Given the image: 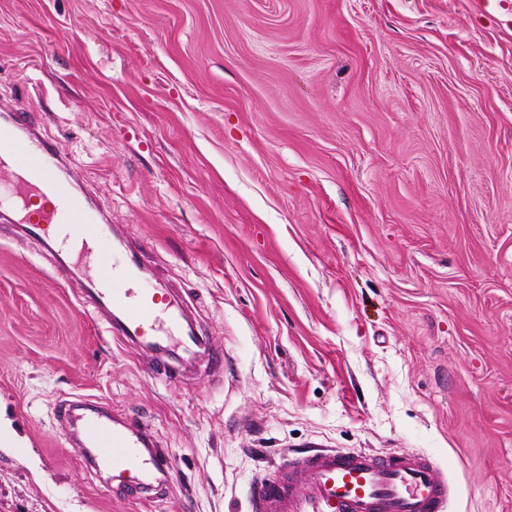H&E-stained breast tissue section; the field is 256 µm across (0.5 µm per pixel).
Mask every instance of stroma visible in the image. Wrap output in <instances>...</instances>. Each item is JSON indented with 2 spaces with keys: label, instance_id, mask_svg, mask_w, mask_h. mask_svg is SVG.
<instances>
[{
  "label": "stroma",
  "instance_id": "1",
  "mask_svg": "<svg viewBox=\"0 0 512 512\" xmlns=\"http://www.w3.org/2000/svg\"><path fill=\"white\" fill-rule=\"evenodd\" d=\"M1 106L224 371L155 375L0 223V512H248L304 448L512 512V0H0ZM75 398L157 434L161 492L87 465Z\"/></svg>",
  "mask_w": 512,
  "mask_h": 512
}]
</instances>
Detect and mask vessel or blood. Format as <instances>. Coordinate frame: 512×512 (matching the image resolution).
<instances>
[{"label":"vessel or blood","mask_w":512,"mask_h":512,"mask_svg":"<svg viewBox=\"0 0 512 512\" xmlns=\"http://www.w3.org/2000/svg\"><path fill=\"white\" fill-rule=\"evenodd\" d=\"M4 156L11 164L0 203H10L20 233L43 239L61 224L82 243L100 242L105 214L87 191L68 188L66 158L27 113L0 112ZM144 272L136 252L121 243L104 246L95 265H73L67 275L83 308L103 318L111 336L149 356L160 375L187 356L222 368V357L189 323L182 303L148 284ZM80 422L89 466L112 470L143 497L166 485L168 472L149 431L106 407ZM448 498V477L428 457L322 449L252 480L248 506L249 512H443Z\"/></svg>","instance_id":"obj_1"}]
</instances>
